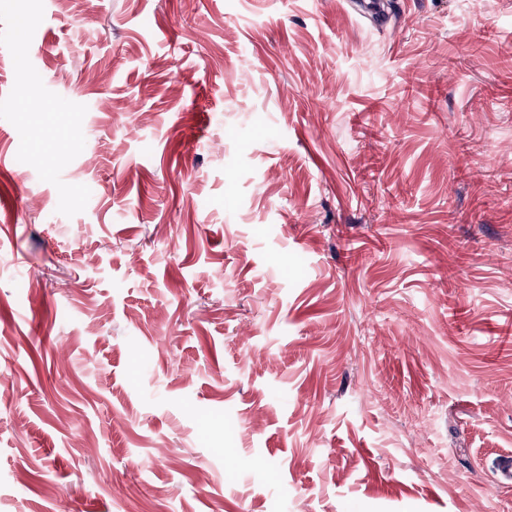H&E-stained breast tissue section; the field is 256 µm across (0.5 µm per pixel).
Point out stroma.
I'll list each match as a JSON object with an SVG mask.
<instances>
[{"instance_id":"obj_1","label":"stroma","mask_w":512,"mask_h":512,"mask_svg":"<svg viewBox=\"0 0 512 512\" xmlns=\"http://www.w3.org/2000/svg\"><path fill=\"white\" fill-rule=\"evenodd\" d=\"M370 2L0 0V512H512V0Z\"/></svg>"}]
</instances>
